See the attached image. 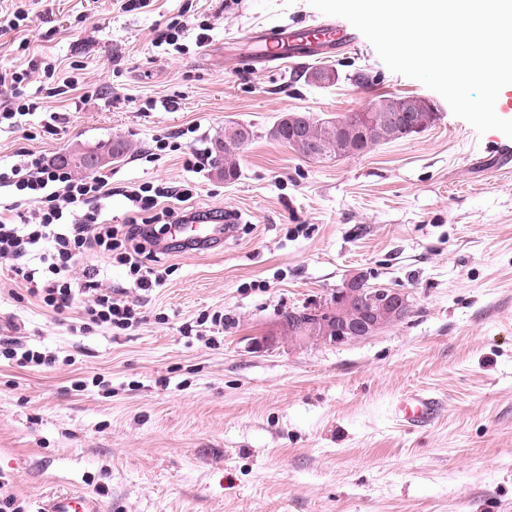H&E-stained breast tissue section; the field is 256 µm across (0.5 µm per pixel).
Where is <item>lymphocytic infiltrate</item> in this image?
I'll return each mask as SVG.
<instances>
[{"mask_svg":"<svg viewBox=\"0 0 512 512\" xmlns=\"http://www.w3.org/2000/svg\"><path fill=\"white\" fill-rule=\"evenodd\" d=\"M54 64L29 62L27 68L0 69V124L17 127L29 115L26 88L33 81L51 80ZM11 189L17 200L8 216H0V258L10 261L16 279L27 293L55 313L78 309L84 326H105L125 331L137 320L130 290L150 292L166 281L160 266L159 245L172 218L195 223L197 212L175 215L161 206V199L184 202L192 187L170 190L146 184L126 191L130 216L127 223L111 224L101 203L112 196L108 176L76 177L59 162L20 152L13 164L0 166V188ZM103 254L126 270L128 285H106L100 269L75 272L78 257L88 252ZM19 366L49 369L58 355L24 345L19 337L0 336V360Z\"/></svg>","mask_w":512,"mask_h":512,"instance_id":"obj_1","label":"lymphocytic infiltrate"}]
</instances>
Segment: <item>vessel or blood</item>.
Returning <instances> with one entry per match:
<instances>
[{"label": "vessel or blood", "mask_w": 512, "mask_h": 512, "mask_svg": "<svg viewBox=\"0 0 512 512\" xmlns=\"http://www.w3.org/2000/svg\"><path fill=\"white\" fill-rule=\"evenodd\" d=\"M252 39L256 45L253 61L263 68L271 64L282 67L303 63L321 54L356 49L359 44L357 29L332 20L264 28L254 32ZM441 409L437 397L415 392L407 396L398 411L406 425L425 428L435 421ZM38 512H101V507L82 493L60 492L41 502Z\"/></svg>", "instance_id": "b4317fda"}]
</instances>
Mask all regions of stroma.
<instances>
[{"label":"stroma","instance_id":"35a3bbf8","mask_svg":"<svg viewBox=\"0 0 512 512\" xmlns=\"http://www.w3.org/2000/svg\"><path fill=\"white\" fill-rule=\"evenodd\" d=\"M20 1L31 21L0 33V69L80 64L103 93L78 104L30 85L33 113L0 130V164L118 137L129 151L103 169L113 223L144 183L192 185L186 209L238 216L222 244L162 256L166 281L138 297L128 331L75 332L74 312L42 308L0 258V336L73 360L0 363V477L25 512L60 491L103 512H512V139L478 133L365 39L327 59L330 86L300 66L254 70L251 33L321 19L309 0H0V12ZM160 24L181 27L177 46H155ZM382 95L424 98L438 118L325 163L270 135L283 113L332 120ZM162 99L176 108L147 109ZM53 112L64 119L48 133ZM228 123L254 137L227 180L212 156ZM197 154L210 158L198 174ZM357 271L406 292L409 318L338 347L262 346L283 313ZM217 311L223 326L202 323ZM413 391L444 403L429 428L394 414Z\"/></svg>","mask_w":512,"mask_h":512}]
</instances>
